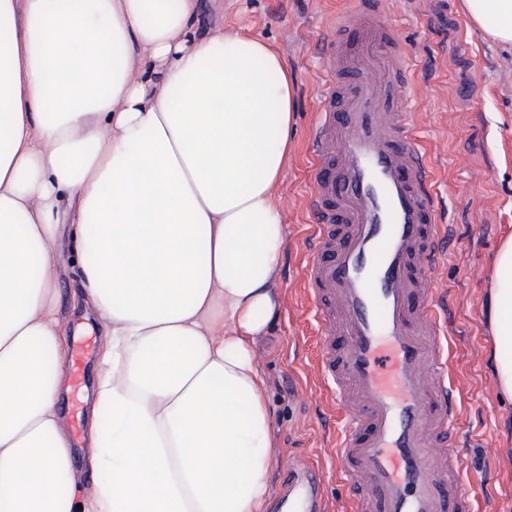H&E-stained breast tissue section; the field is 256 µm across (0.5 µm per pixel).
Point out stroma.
<instances>
[{
  "label": "stroma",
  "mask_w": 512,
  "mask_h": 512,
  "mask_svg": "<svg viewBox=\"0 0 512 512\" xmlns=\"http://www.w3.org/2000/svg\"><path fill=\"white\" fill-rule=\"evenodd\" d=\"M346 0H204L198 31L232 26L269 42L295 83L293 153L274 193L284 215L278 288L282 303L255 347L268 382L271 423L279 461L317 464L325 478L318 496L343 512L349 492L327 453L347 415L332 406L316 368L318 326L302 275L312 216V169L307 147L328 59L318 42ZM406 76L412 82V123L435 169L431 191L449 226L447 256L439 269L448 294L447 373L460 413L451 432L465 456L462 485L474 512H512V401L501 397L490 369L492 262L512 234V50L492 44L471 27L461 0H387ZM58 316L69 328L85 325L90 341L80 374H67L59 402L82 485L107 476L86 463L89 419L83 400L100 358L102 328L75 316L72 295L80 269L69 234L58 242Z\"/></svg>",
  "instance_id": "35a3bbf8"
}]
</instances>
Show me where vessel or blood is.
I'll list each match as a JSON object with an SVG mask.
<instances>
[{"mask_svg": "<svg viewBox=\"0 0 512 512\" xmlns=\"http://www.w3.org/2000/svg\"><path fill=\"white\" fill-rule=\"evenodd\" d=\"M385 12V0H351L331 21L310 139L317 222L303 272L319 369L351 420L333 455L353 512H470L448 449L459 405L437 311L444 227Z\"/></svg>", "mask_w": 512, "mask_h": 512, "instance_id": "obj_1", "label": "vessel or blood"}]
</instances>
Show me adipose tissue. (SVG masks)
Here are the masks:
<instances>
[{"label": "adipose tissue", "instance_id": "obj_1", "mask_svg": "<svg viewBox=\"0 0 512 512\" xmlns=\"http://www.w3.org/2000/svg\"><path fill=\"white\" fill-rule=\"evenodd\" d=\"M512 49V0H463ZM200 0H0V512H266L277 450L253 353L277 313L295 84L264 39L200 35ZM149 78L133 79L140 68ZM103 328L82 486L57 240ZM491 361L512 400V236Z\"/></svg>", "mask_w": 512, "mask_h": 512}]
</instances>
